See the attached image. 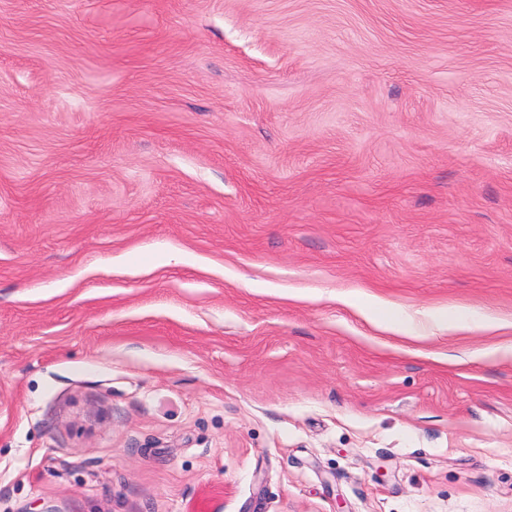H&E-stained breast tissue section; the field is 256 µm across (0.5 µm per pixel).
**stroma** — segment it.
Masks as SVG:
<instances>
[{
	"label": "stroma",
	"instance_id": "obj_1",
	"mask_svg": "<svg viewBox=\"0 0 512 512\" xmlns=\"http://www.w3.org/2000/svg\"><path fill=\"white\" fill-rule=\"evenodd\" d=\"M512 0H0V512H512Z\"/></svg>",
	"mask_w": 512,
	"mask_h": 512
}]
</instances>
